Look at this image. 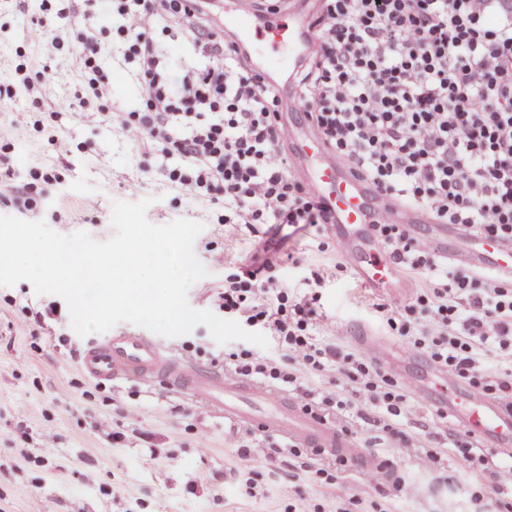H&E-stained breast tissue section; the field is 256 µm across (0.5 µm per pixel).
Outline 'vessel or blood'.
<instances>
[{
  "instance_id": "b4317fda",
  "label": "vessel or blood",
  "mask_w": 512,
  "mask_h": 512,
  "mask_svg": "<svg viewBox=\"0 0 512 512\" xmlns=\"http://www.w3.org/2000/svg\"><path fill=\"white\" fill-rule=\"evenodd\" d=\"M224 27L233 31L236 45L247 52L255 72L280 95H289L286 73L300 66L313 41L310 18L295 12L284 19L276 11L256 12L247 18L230 10L224 14ZM292 124L288 137L294 159L327 206L329 231L368 286L391 292L397 288L396 265L373 234L374 224L384 218L405 225L439 256H455L466 264L512 277V241L482 239L468 250L457 251L455 243L461 231L450 224L436 223L425 212L404 206L378 186L356 177L314 132L304 110H296ZM78 362L95 381L161 383L185 393L211 416L222 418L227 433L243 425H255L303 447L344 457L360 471L377 466L366 449L324 420L304 412L288 393L225 375L217 367L172 358L142 334L123 331L91 340L80 352ZM413 386L425 404L447 413L482 446L512 447V411L470 392L456 379H446L435 387L417 380Z\"/></svg>"
}]
</instances>
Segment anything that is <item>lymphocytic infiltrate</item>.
Masks as SVG:
<instances>
[{
  "mask_svg": "<svg viewBox=\"0 0 512 512\" xmlns=\"http://www.w3.org/2000/svg\"><path fill=\"white\" fill-rule=\"evenodd\" d=\"M80 24H72L73 14ZM112 22L124 61L135 73L140 106L100 119L134 141L171 144L185 165L170 179L193 196L224 194L228 224L317 227L322 202L306 191L282 151L279 98L248 58L217 32L203 0H41L37 45L45 63L30 73L14 64L0 93L35 91L51 83V63L76 65L80 89L51 118L83 112L112 96L100 66L97 21ZM313 27L318 47L292 77L298 99L329 149L362 178L441 224H457L485 239L512 241V0H321ZM179 36L198 66L172 69L157 32ZM187 136H175L176 128ZM396 265L428 276L429 288L395 310L374 304L377 322L406 338L431 365L448 370L475 392L512 408V367L492 361L512 351V278L485 276L448 263L400 224L374 227ZM280 262L231 275L216 302L225 315L267 333L281 348L271 358L242 345L224 351L238 377L304 392L307 411L341 418L358 406L374 410L382 430H399L406 385L369 354L320 338L319 275L290 290ZM334 374L341 392L315 393L305 376ZM473 472L488 473L498 512H512V455L490 461L472 436L427 448L438 467L445 450Z\"/></svg>",
  "mask_w": 512,
  "mask_h": 512,
  "instance_id": "obj_1",
  "label": "lymphocytic infiltrate"
}]
</instances>
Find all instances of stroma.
<instances>
[{
	"label": "stroma",
	"instance_id": "1",
	"mask_svg": "<svg viewBox=\"0 0 512 512\" xmlns=\"http://www.w3.org/2000/svg\"><path fill=\"white\" fill-rule=\"evenodd\" d=\"M39 4L40 0H30L27 11L21 12L14 0H0V79L7 76L17 50L31 51L32 20L39 14ZM31 53L32 69H40V52ZM102 67L112 82L108 111L135 108L138 85L120 55L108 50ZM179 165L174 152L131 142L90 111L61 115L51 130L31 126L15 137L0 138V169L15 170L26 183L35 173L52 179L48 194L36 196L26 220L47 221L62 234L83 230L105 241L115 233L114 202L150 196L154 199L147 210L151 223L164 225L179 218L204 223L194 251L208 275L188 291L194 309L215 310V294L225 276L242 273L255 257L292 256L297 265L285 271V278L292 281L310 270L321 275L319 305L332 323L329 340L355 349L359 342L349 328L355 323L374 325L373 303L407 305L424 286L421 277L412 275L403 295L367 288L328 231L286 228L273 234L262 224L250 229L223 223V200H196L169 180V172ZM90 198L97 199L96 210L86 209ZM50 308L56 311L52 320L34 321L32 310ZM156 341L176 358L182 357V345L189 342L205 349L202 364L224 363L223 345L202 325L186 337L160 335ZM84 343L70 325L62 298L36 294L26 281L0 287V512H148L159 498L165 500L168 512H284L291 502L298 503L302 512H311L313 505L332 503L340 496L365 503L384 500L391 512H469L471 508L465 488L473 477L456 457L442 461L443 468L460 476L453 486L420 463V447L445 442L457 428L417 397H410L402 417L404 429L416 436L417 447L391 446L379 427L356 418L351 421L356 441L365 448L382 449L395 473L414 486L412 495L374 484L353 466L330 487L299 481L301 465L319 463L310 455L302 460L287 457L263 470L259 478L263 491L249 498L240 494L237 475L250 463L237 456L223 427L213 424L192 400L159 384H110L94 393L93 381L78 366ZM20 405L26 408L21 424L14 417ZM128 407L140 414L132 431L122 417ZM103 418L123 432L121 443H113L98 429ZM47 426L57 436L55 447L47 452L34 442L30 459L18 458L15 450L24 435H37ZM204 432L209 435V449L202 456L195 441ZM152 448L161 449L159 459H149ZM88 465L97 473L92 483L82 476Z\"/></svg>",
	"mask_w": 512,
	"mask_h": 512
}]
</instances>
